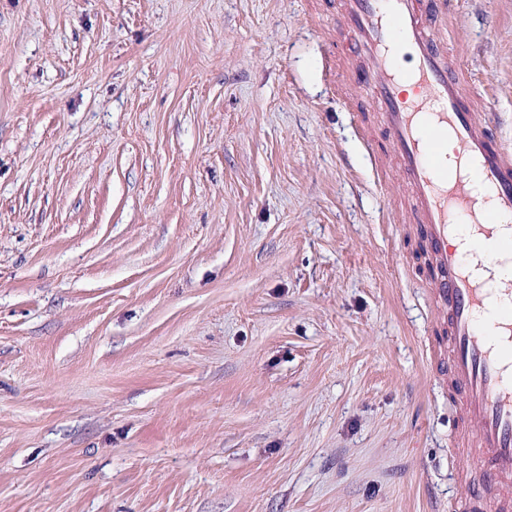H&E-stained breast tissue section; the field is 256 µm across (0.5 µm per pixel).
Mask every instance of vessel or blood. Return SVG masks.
Listing matches in <instances>:
<instances>
[{
  "label": "vessel or blood",
  "mask_w": 512,
  "mask_h": 512,
  "mask_svg": "<svg viewBox=\"0 0 512 512\" xmlns=\"http://www.w3.org/2000/svg\"><path fill=\"white\" fill-rule=\"evenodd\" d=\"M346 56L367 65L377 122L412 200L411 221L431 266L427 290L442 322L426 339L432 367L456 399L454 441L472 462L469 494L449 512H512V284L487 287L474 273L499 264L512 225L473 210L466 182L441 164L442 136L512 214V153L476 117L436 31L445 0H340ZM411 90H404V83ZM468 238L470 248L452 247Z\"/></svg>",
  "instance_id": "1"
}]
</instances>
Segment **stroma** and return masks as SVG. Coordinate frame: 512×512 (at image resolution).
<instances>
[{
    "label": "stroma",
    "mask_w": 512,
    "mask_h": 512,
    "mask_svg": "<svg viewBox=\"0 0 512 512\" xmlns=\"http://www.w3.org/2000/svg\"><path fill=\"white\" fill-rule=\"evenodd\" d=\"M512 149V0L438 30ZM317 0H0V512H448L423 250Z\"/></svg>",
    "instance_id": "35a3bbf8"
}]
</instances>
